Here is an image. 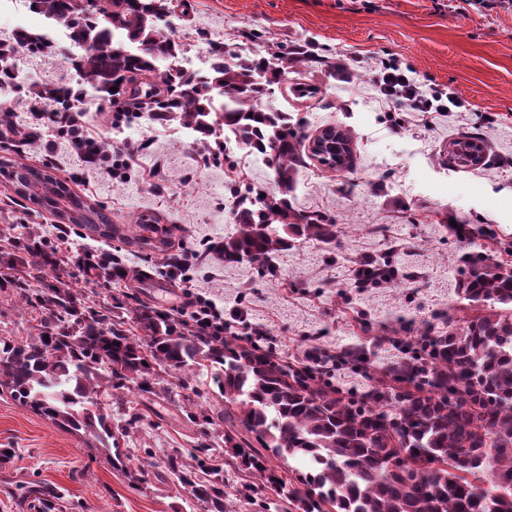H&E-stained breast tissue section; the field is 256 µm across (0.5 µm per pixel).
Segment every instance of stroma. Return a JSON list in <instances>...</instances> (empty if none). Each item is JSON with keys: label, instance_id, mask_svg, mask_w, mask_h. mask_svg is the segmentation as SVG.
Wrapping results in <instances>:
<instances>
[{"label": "stroma", "instance_id": "1", "mask_svg": "<svg viewBox=\"0 0 512 512\" xmlns=\"http://www.w3.org/2000/svg\"><path fill=\"white\" fill-rule=\"evenodd\" d=\"M168 2L169 13L156 25L174 36L187 55L208 52L210 42L255 32L254 52L309 41L318 55L357 73L352 83L319 65L304 66L288 72L270 99L277 110L301 118L306 139L328 126L351 137V168H328L310 154L297 174L298 205L336 219L335 245L309 242L285 252L275 280L258 277L250 266H228L203 255L206 243L223 239L232 229L231 175L223 161L173 125L153 122L137 97L129 101L136 118L106 129L101 115L110 106L88 86L78 105L90 128L114 151L136 155L127 177L103 176L68 138L49 130L45 148L37 152L0 145V228L12 227L17 235L34 230L49 243L66 234L72 254L61 266L64 277L76 272L75 256L87 251H109L127 267H146L144 248L116 236H86L56 212L18 197L5 165L49 168L84 206L103 208L110 224L144 216L169 229L171 241L195 255L182 273L154 268L144 279L118 284L89 278L81 284L88 305L129 293L180 317L186 291L203 293L225 310L243 308L250 323L270 333L276 354L293 362L303 360L314 345L333 351L358 343L361 332L353 320L358 310L383 337L399 318L411 326L429 322L439 328L447 318L462 317L455 265L459 241L452 223L489 228L512 241V14L482 16L449 8L448 0ZM12 10L25 16L27 31L51 37L46 53H14L7 61L14 81L0 86V105L10 107L13 122L26 127L34 121L26 90L77 86L74 61L80 52L71 46L65 25L29 12L26 0H15ZM391 58L411 67L418 80L458 93L468 111L435 112L427 123L415 112L388 111L377 98L372 75L380 60ZM489 115L494 118L490 124L485 121ZM473 130L490 148L489 163L471 166L457 153L459 135ZM386 253L410 274V281L355 289V261ZM39 329L37 311L14 289H1L0 337L24 341ZM212 376L204 369L193 381L195 402L217 417L205 441L208 463L222 467L230 506L255 512L237 499L241 485H252L258 500L267 504L276 496L258 475L225 468L219 419L224 402ZM164 388L165 397L149 400L122 387L102 403L108 413L124 400L143 417L140 427L120 442L135 472L131 478L113 469L86 434L61 428L0 396V512H37L45 498L52 501V512H207L162 468L174 450L193 463L203 442L187 419L185 390L171 377Z\"/></svg>", "mask_w": 512, "mask_h": 512}]
</instances>
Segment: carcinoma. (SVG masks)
<instances>
[{"label":"carcinoma","instance_id":"obj_1","mask_svg":"<svg viewBox=\"0 0 512 512\" xmlns=\"http://www.w3.org/2000/svg\"><path fill=\"white\" fill-rule=\"evenodd\" d=\"M77 2L30 0V8L71 22L73 38L87 45L75 68L104 101L122 96L125 82L150 78L157 59L180 51V44L155 26L166 0H85L83 7ZM102 19L108 25H100ZM14 42L30 53L48 46L42 36L25 31L17 32ZM315 62L326 64L299 44L250 56L242 41H213L207 73H167L161 80L165 92H150L154 121L193 130L195 140L228 166L234 160L224 150L222 129L243 149L264 157L277 191L230 180L234 230L206 251L271 280L278 276V254L337 237L334 218L297 208L296 174L305 164L300 126L264 103L288 70ZM40 95L57 112L74 101L57 88ZM0 128L20 145L41 141L38 128H17L5 106ZM155 232L156 225L140 216L103 236L150 245L157 262H176L167 243L151 245ZM456 232L462 243L458 296L483 312L460 324L450 318L448 329L435 335L427 329L410 340L374 336L368 345L336 351V366L361 371L374 382L370 391L357 394L333 383L321 353L291 363L264 340L248 343L193 330L157 307L131 309L139 336L124 328L123 302L97 310L74 281L48 282L64 258L31 232L21 242L5 230L12 251L0 258L21 273L16 290L44 319L29 341L0 338V396L6 393L55 423L84 432L110 454L112 468L132 477L118 440L128 436L140 413L131 410L114 425L98 396L118 380L158 398L161 374L177 376L188 389L196 369L205 367L215 370L224 415L234 419L224 431L227 463L258 474L296 512H512V264L503 258L512 244L497 241L491 229L480 231V244L465 227ZM81 270L108 282L146 277L145 271L102 255L83 261ZM404 278L392 257H367L356 263L354 286L387 287ZM387 339L398 341L401 357L379 366L367 346ZM104 370L113 382L102 377ZM206 451L199 448L192 467L175 452L165 468L209 512H231L222 470L207 464Z\"/></svg>","mask_w":512,"mask_h":512}]
</instances>
